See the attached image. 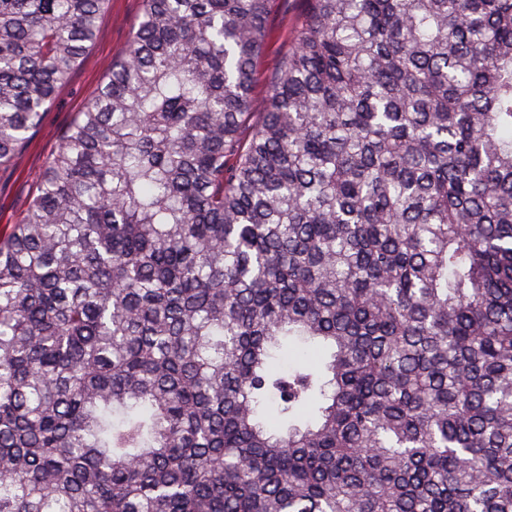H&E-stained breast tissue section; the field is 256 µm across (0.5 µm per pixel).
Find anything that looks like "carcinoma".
Segmentation results:
<instances>
[{
  "label": "carcinoma",
  "instance_id": "obj_1",
  "mask_svg": "<svg viewBox=\"0 0 512 512\" xmlns=\"http://www.w3.org/2000/svg\"><path fill=\"white\" fill-rule=\"evenodd\" d=\"M270 2L144 0L0 234V512H512V0H306L255 112ZM105 3L0 0V169Z\"/></svg>",
  "mask_w": 512,
  "mask_h": 512
}]
</instances>
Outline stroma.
<instances>
[{
  "label": "stroma",
  "mask_w": 512,
  "mask_h": 512,
  "mask_svg": "<svg viewBox=\"0 0 512 512\" xmlns=\"http://www.w3.org/2000/svg\"><path fill=\"white\" fill-rule=\"evenodd\" d=\"M305 0H272L271 36L260 60V73H271L281 55L296 39ZM142 10V0H110L97 39L70 81L59 89L41 126L16 155L12 165L0 170V231L20 223L35 191L34 176L57 150L60 137L77 112L83 111L95 88L112 71V64L128 43Z\"/></svg>",
  "instance_id": "stroma-1"
}]
</instances>
